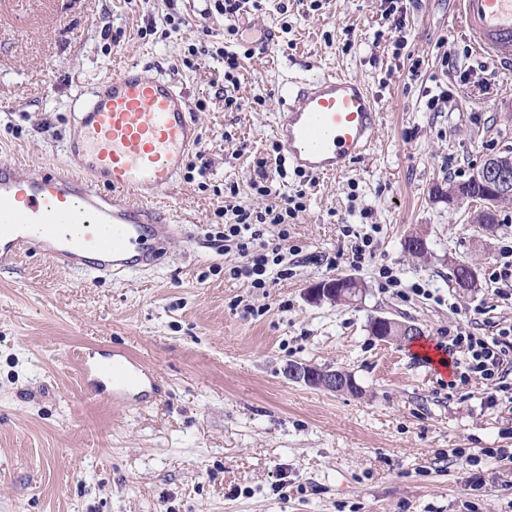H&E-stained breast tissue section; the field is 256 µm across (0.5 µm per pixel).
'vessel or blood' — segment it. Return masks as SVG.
Here are the masks:
<instances>
[{
  "label": "vessel or blood",
  "instance_id": "obj_1",
  "mask_svg": "<svg viewBox=\"0 0 512 512\" xmlns=\"http://www.w3.org/2000/svg\"><path fill=\"white\" fill-rule=\"evenodd\" d=\"M474 51L512 67V0H457ZM280 160L310 177L346 173L374 141L380 113L356 79L314 74L279 88ZM201 130L185 91L130 65L82 99L66 166L21 175L0 161V268L38 251L64 270L115 276L155 268L180 227L149 197L169 187Z\"/></svg>",
  "mask_w": 512,
  "mask_h": 512
}]
</instances>
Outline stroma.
Returning a JSON list of instances; mask_svg holds the SVG:
<instances>
[{"mask_svg":"<svg viewBox=\"0 0 512 512\" xmlns=\"http://www.w3.org/2000/svg\"><path fill=\"white\" fill-rule=\"evenodd\" d=\"M278 3L239 18L245 38L289 32L274 54L253 48L228 110L223 62L182 63L204 39L194 21L206 0H0V159L25 174L61 164L80 92L137 61L187 92L208 163L203 179L183 174L158 194L184 236L154 269L99 277L37 252L0 269V512H512V462L482 457L472 470L450 459L456 448H512V400L489 402L478 378L452 386L451 370L369 327L376 316L414 322L433 347L512 326V297L489 278L512 243V203L488 235L474 204L434 194L512 152V69L475 70L478 54L451 23L455 0H407L399 32L382 0L316 10L288 0L284 14ZM169 15L184 18L179 32L142 37ZM330 71L373 96L374 147L341 175L270 172L273 190H304L306 209L286 241L278 227L265 234L287 254V275L251 288L230 274L216 213L231 201L264 209L249 182L272 150L277 88ZM443 90L448 101L429 110ZM347 224L379 226L371 262L349 263ZM415 232L430 251L422 261L404 250ZM461 261L477 271L469 292L450 280ZM385 266L423 294L384 288ZM339 276L362 281L363 295L307 301L310 284ZM119 352L142 363L144 391L118 394L82 374L79 356ZM292 361L347 371L361 392L292 382Z\"/></svg>","mask_w":512,"mask_h":512,"instance_id":"stroma-1","label":"stroma"}]
</instances>
